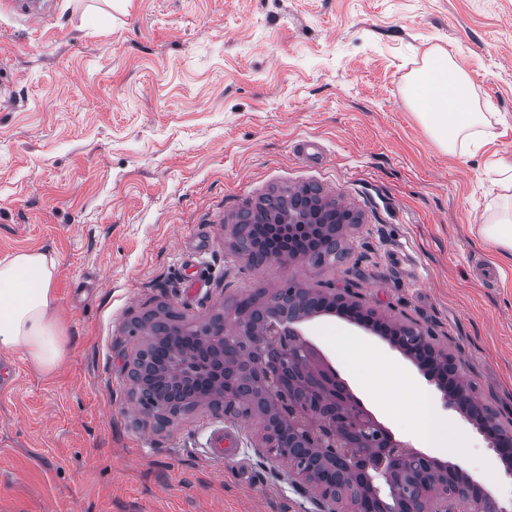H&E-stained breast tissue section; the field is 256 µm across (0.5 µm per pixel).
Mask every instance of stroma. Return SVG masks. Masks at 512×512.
Segmentation results:
<instances>
[{"label": "stroma", "mask_w": 512, "mask_h": 512, "mask_svg": "<svg viewBox=\"0 0 512 512\" xmlns=\"http://www.w3.org/2000/svg\"><path fill=\"white\" fill-rule=\"evenodd\" d=\"M443 47L497 112L495 138L445 153L409 102ZM0 259L46 251L65 354L50 373L0 346V512H320L257 418L202 403L165 425L123 372L164 309L193 328L255 292L350 289L388 323L446 349L480 405L512 429V267L479 226L512 150V0H57L48 25L0 12ZM320 187L358 216L341 259L285 268L236 255L230 226L272 189ZM437 382L382 336L328 313L307 338L352 390L336 331ZM434 457L512 504L504 464L459 410L440 408ZM236 450L210 452L212 433Z\"/></svg>", "instance_id": "35a3bbf8"}]
</instances>
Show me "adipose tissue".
<instances>
[{
	"label": "adipose tissue",
	"mask_w": 512,
	"mask_h": 512,
	"mask_svg": "<svg viewBox=\"0 0 512 512\" xmlns=\"http://www.w3.org/2000/svg\"><path fill=\"white\" fill-rule=\"evenodd\" d=\"M409 103L442 150L466 155L479 150L491 134V113L475 102L473 83L444 49L428 53L411 82ZM501 194L479 234L498 256L512 261V151L490 161ZM57 261L46 252H21L0 259V344L22 349L30 363L53 371L63 354L62 332L55 316L52 283ZM339 355L355 353L362 369L360 384L371 401L394 409L397 400H413L405 426L427 447L438 428L436 400L381 351L365 347L344 333L334 338Z\"/></svg>",
	"instance_id": "obj_1"
}]
</instances>
